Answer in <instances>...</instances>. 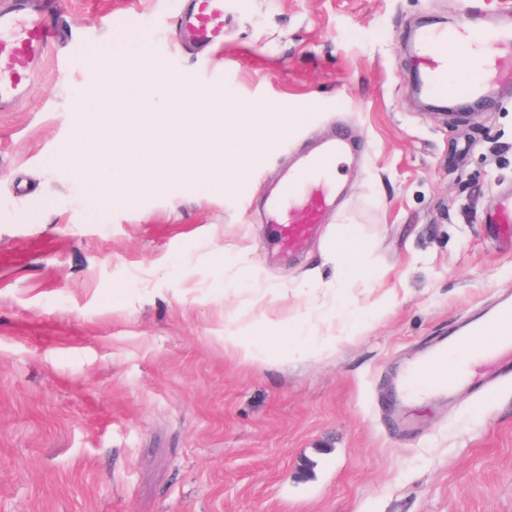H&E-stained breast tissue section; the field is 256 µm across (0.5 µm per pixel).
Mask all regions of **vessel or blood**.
Returning <instances> with one entry per match:
<instances>
[{
  "mask_svg": "<svg viewBox=\"0 0 512 512\" xmlns=\"http://www.w3.org/2000/svg\"><path fill=\"white\" fill-rule=\"evenodd\" d=\"M227 0H189L178 16L182 41L207 47L224 40ZM484 23L441 31L417 30L411 44L417 91L425 101L459 104L498 101L512 87V12L487 11ZM57 23L40 0H11L0 10V110L33 93L41 61L52 51ZM355 151L346 129L298 152L265 199L266 221L276 227V245L287 255L302 252L313 229L336 205L340 164ZM484 221L512 233V193L503 194ZM491 362L512 371V298L468 322L459 336L419 356L399 380L409 398L448 393L472 384Z\"/></svg>",
  "mask_w": 512,
  "mask_h": 512,
  "instance_id": "1",
  "label": "vessel or blood"
}]
</instances>
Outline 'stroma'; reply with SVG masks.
Instances as JSON below:
<instances>
[{"mask_svg":"<svg viewBox=\"0 0 512 512\" xmlns=\"http://www.w3.org/2000/svg\"><path fill=\"white\" fill-rule=\"evenodd\" d=\"M49 3L62 38L0 112V512H512V383L479 412L391 386L512 294V243L482 222L512 189V92L432 113L407 50L415 28L466 20L464 0H230L205 53L179 42L174 0ZM146 42L155 78L199 111L221 94L307 120L236 192L181 180L108 203L62 155L107 50L135 60ZM340 123L361 157L328 224L284 257L259 200ZM346 226L370 275L340 287L324 254ZM339 302L360 323L335 349L258 368L224 348L225 324L312 331Z\"/></svg>","mask_w":512,"mask_h":512,"instance_id":"1","label":"stroma"}]
</instances>
